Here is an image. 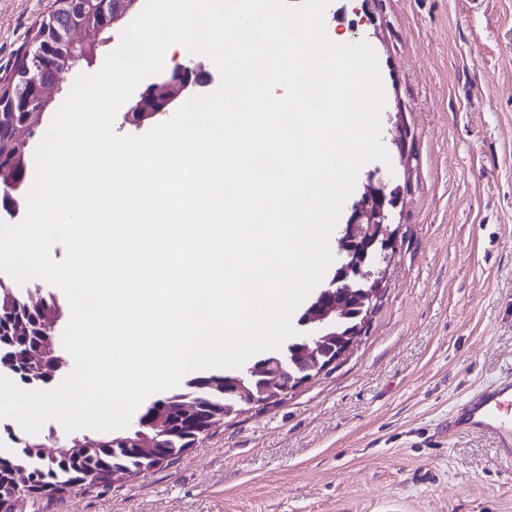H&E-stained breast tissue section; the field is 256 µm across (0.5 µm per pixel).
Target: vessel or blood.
<instances>
[{
  "label": "vessel or blood",
  "instance_id": "1",
  "mask_svg": "<svg viewBox=\"0 0 512 512\" xmlns=\"http://www.w3.org/2000/svg\"><path fill=\"white\" fill-rule=\"evenodd\" d=\"M465 431L490 435L512 464V378L476 392L449 415V435Z\"/></svg>",
  "mask_w": 512,
  "mask_h": 512
}]
</instances>
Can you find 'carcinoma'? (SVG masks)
Returning a JSON list of instances; mask_svg holds the SVG:
<instances>
[{"instance_id": "obj_1", "label": "carcinoma", "mask_w": 512, "mask_h": 512, "mask_svg": "<svg viewBox=\"0 0 512 512\" xmlns=\"http://www.w3.org/2000/svg\"><path fill=\"white\" fill-rule=\"evenodd\" d=\"M104 18L95 4L85 0H54V10L35 32L41 49L19 60L7 83L0 87V209L14 212L11 197L23 194L28 177V144L41 132L44 113L35 88L24 79L29 69H38L43 78L52 76L54 69L65 65L70 49H84L90 56H99L103 42L98 28ZM82 25L87 31L84 44L71 45L67 31ZM45 316L34 307H27L25 296L12 297L0 290V370L6 369L22 381L33 380L39 387L48 383L58 372L57 357L50 354L44 330ZM224 374L196 375L189 378L181 391L165 396L167 404L153 416L160 429L169 433L164 438L171 448H183L195 443L202 417L218 410L224 415L241 408L234 386L224 385ZM16 447L25 449L0 451V484H29L42 493L63 491L73 481H82L91 472L116 475L124 479L148 471L163 460L175 462L180 454L170 448H157V459L143 464L135 449L119 436L95 441L96 451L86 454L67 451L53 462H43L32 451L38 441L14 439Z\"/></svg>"}]
</instances>
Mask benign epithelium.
Wrapping results in <instances>:
<instances>
[{"instance_id": "1", "label": "benign epithelium", "mask_w": 512, "mask_h": 512, "mask_svg": "<svg viewBox=\"0 0 512 512\" xmlns=\"http://www.w3.org/2000/svg\"><path fill=\"white\" fill-rule=\"evenodd\" d=\"M88 58L84 54L74 53L67 63L59 68L49 81H41L38 73L30 74V80L38 90L43 106L53 102L55 94L63 90L70 82L73 73L84 67ZM195 73L181 72L179 77H168L161 82L146 85L129 105L125 118H137L138 123L150 120L162 112L172 111V105L196 85ZM397 189H388V184L372 182L364 185L363 191L350 207L346 220V230L340 241V260L326 289L320 293L316 302L305 311L301 323L305 327L300 357L313 368L309 356L318 353L326 345L336 346V357H341L360 335L361 324L351 326L345 332H338L332 326L349 318V308L342 302L328 299L333 291L347 293L354 298L360 311H365L381 289L382 280L371 278L366 266L374 255L388 249L391 236L387 230V212L397 204ZM266 366L260 361L241 372L242 379L235 382L236 391L249 405L251 391L245 380L265 375ZM153 422L145 414H140L129 430L128 443L141 446L145 450L153 447L156 438L149 434Z\"/></svg>"}]
</instances>
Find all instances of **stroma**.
<instances>
[{
    "label": "stroma",
    "mask_w": 512,
    "mask_h": 512,
    "mask_svg": "<svg viewBox=\"0 0 512 512\" xmlns=\"http://www.w3.org/2000/svg\"><path fill=\"white\" fill-rule=\"evenodd\" d=\"M53 0H0V79ZM326 33L367 41L400 199L383 290L338 360L231 414L176 462L12 512H512L489 435L452 408L512 377V0H337Z\"/></svg>",
    "instance_id": "stroma-1"
}]
</instances>
